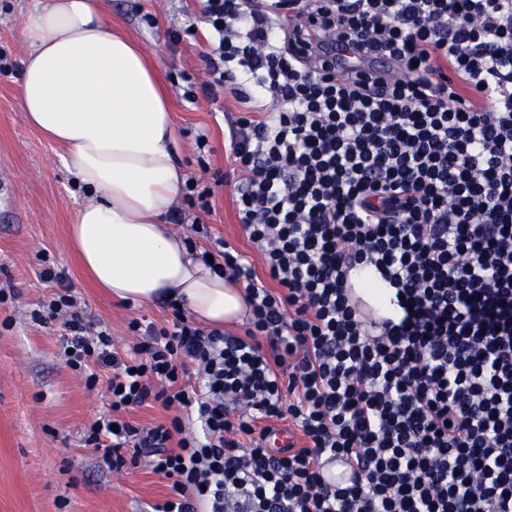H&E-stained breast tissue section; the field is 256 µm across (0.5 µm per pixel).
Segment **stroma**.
I'll use <instances>...</instances> for the list:
<instances>
[{
  "label": "stroma",
  "instance_id": "1",
  "mask_svg": "<svg viewBox=\"0 0 512 512\" xmlns=\"http://www.w3.org/2000/svg\"><path fill=\"white\" fill-rule=\"evenodd\" d=\"M37 0H0V48L22 61L28 42L26 20ZM105 17L139 42L158 67L171 102L175 159L187 176L217 177L213 209L208 214L180 206L182 231L206 224L211 236L223 238L249 256L256 270L264 259L237 220L236 180L228 174L224 148L226 117L241 105L231 91L217 101L183 98L179 71L201 74L207 27L171 48L167 31L182 26L185 10L197 0H105ZM158 25L148 28L144 15ZM20 72L0 75V190H9V205L0 204V512H151L165 501V478L145 465L116 472L99 453L82 442L96 419L110 415L104 388L88 390L82 376L61 357L57 323L34 320L50 290L40 280L39 253L64 268L70 288L86 305L88 316L107 323L118 348L131 342L129 321L166 320L162 303L126 306L96 288L83 272L69 243V226L86 202L85 193L65 167L62 148L31 127L21 108ZM205 150L195 145L197 136Z\"/></svg>",
  "mask_w": 512,
  "mask_h": 512
}]
</instances>
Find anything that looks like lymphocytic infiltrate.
<instances>
[{"label": "lymphocytic infiltrate", "mask_w": 512, "mask_h": 512, "mask_svg": "<svg viewBox=\"0 0 512 512\" xmlns=\"http://www.w3.org/2000/svg\"><path fill=\"white\" fill-rule=\"evenodd\" d=\"M215 48L183 97L230 84L236 211L266 270L224 239L249 307L232 334L138 318L118 351L60 268L35 321L118 422L85 446L171 482L153 512H512V0H200ZM353 43L366 72L338 48ZM392 61L374 71L375 59ZM270 106L255 105V98ZM367 270L397 317L347 291ZM195 383H188V375ZM195 412L150 428L122 412ZM304 439L278 444L283 426ZM339 462L349 483L325 481Z\"/></svg>", "instance_id": "1"}]
</instances>
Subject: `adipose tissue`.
Masks as SVG:
<instances>
[{
  "instance_id": "ef3b65f1",
  "label": "adipose tissue",
  "mask_w": 512,
  "mask_h": 512,
  "mask_svg": "<svg viewBox=\"0 0 512 512\" xmlns=\"http://www.w3.org/2000/svg\"><path fill=\"white\" fill-rule=\"evenodd\" d=\"M26 37L22 110L66 149L91 196L70 240L94 281L118 300H183L211 327L243 321L242 289L194 257L166 221L185 174L167 94L142 49L106 22L103 0H42Z\"/></svg>"
}]
</instances>
